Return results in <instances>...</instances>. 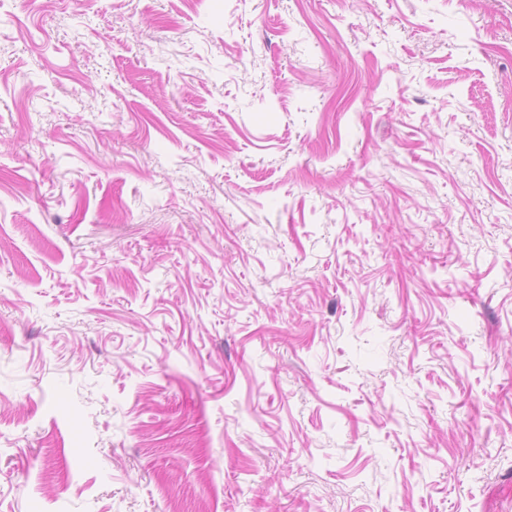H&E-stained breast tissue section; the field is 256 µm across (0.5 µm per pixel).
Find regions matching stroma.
I'll return each mask as SVG.
<instances>
[{"instance_id":"obj_1","label":"stroma","mask_w":512,"mask_h":512,"mask_svg":"<svg viewBox=\"0 0 512 512\" xmlns=\"http://www.w3.org/2000/svg\"><path fill=\"white\" fill-rule=\"evenodd\" d=\"M0 512H512V0H0Z\"/></svg>"}]
</instances>
